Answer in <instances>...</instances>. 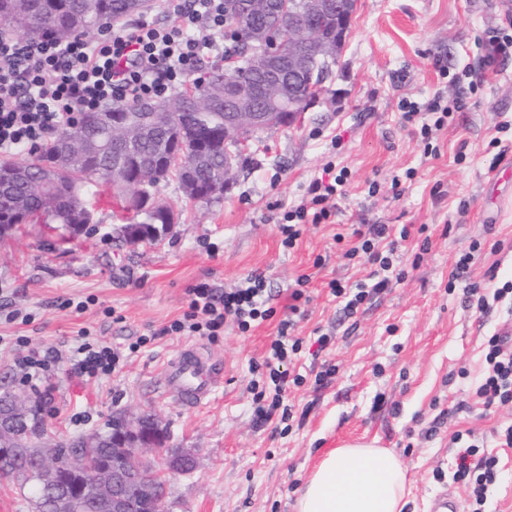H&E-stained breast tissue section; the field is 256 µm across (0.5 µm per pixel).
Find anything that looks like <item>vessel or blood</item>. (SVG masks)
<instances>
[{"mask_svg":"<svg viewBox=\"0 0 512 512\" xmlns=\"http://www.w3.org/2000/svg\"><path fill=\"white\" fill-rule=\"evenodd\" d=\"M224 369L211 362L195 346H186L169 362L165 393L184 407L195 409L208 403L223 380Z\"/></svg>","mask_w":512,"mask_h":512,"instance_id":"obj_1","label":"vessel or blood"}]
</instances>
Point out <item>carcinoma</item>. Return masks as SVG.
<instances>
[{"label": "carcinoma", "instance_id": "1", "mask_svg": "<svg viewBox=\"0 0 512 512\" xmlns=\"http://www.w3.org/2000/svg\"><path fill=\"white\" fill-rule=\"evenodd\" d=\"M241 0H224V32L230 37L242 35V48L260 42L268 31L288 33V19L282 11V0H266L264 12L248 13L239 8ZM16 0H0V26L11 31L29 35L28 27L34 25L57 33L60 40L84 35L90 30L104 27L109 22L130 13L128 0H25V13L16 18ZM336 62H326L317 57L311 61L303 77L282 75L281 98L286 100L300 94L317 95L313 88L320 85L331 73ZM224 80L250 89L254 93L255 105L260 112H277L273 101L264 93L268 73L261 69L259 60L253 57L239 60V66L229 74L217 70L207 72L195 79L192 87L172 97L174 118L167 128L153 127L137 143L129 146L112 142L106 130L95 120H80V127L71 124L60 130L78 138L76 148L87 153L83 168L63 169L57 176L53 193L46 192L41 184V163L50 160L51 151L45 144L33 152L32 158L21 163L23 177L6 179L0 183V223L36 224L56 223L75 236L93 218V205L108 188L113 200L122 209L129 210L130 201L136 194L132 184L112 175V166L118 161L128 163L136 159L152 161L161 168L163 181L174 177L181 188H186L190 172L185 166H194L201 182L224 176V92L215 83ZM103 112H126L141 122L150 124L149 113L143 103H111L101 108ZM189 121L194 126L193 138L179 139L178 126ZM175 223L174 212L168 215L143 213L138 223L124 229L121 238L129 242L136 235L145 236V241L154 242L158 236L152 234L161 224ZM44 434L37 410L28 413L19 430L16 445L0 458V483L28 486L31 489L33 512H51L52 499L81 482L91 487L94 469H106L112 461V430L98 432L89 440L63 443V452L80 448L89 461L84 477L69 472L61 476L58 488L50 489L30 479L38 470L40 449L31 441H40Z\"/></svg>", "mask_w": 512, "mask_h": 512}]
</instances>
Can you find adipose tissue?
Returning a JSON list of instances; mask_svg holds the SVG:
<instances>
[{"label": "adipose tissue", "mask_w": 512, "mask_h": 512, "mask_svg": "<svg viewBox=\"0 0 512 512\" xmlns=\"http://www.w3.org/2000/svg\"><path fill=\"white\" fill-rule=\"evenodd\" d=\"M408 469L392 451L370 446L330 450L301 492L297 512H401Z\"/></svg>", "instance_id": "1"}]
</instances>
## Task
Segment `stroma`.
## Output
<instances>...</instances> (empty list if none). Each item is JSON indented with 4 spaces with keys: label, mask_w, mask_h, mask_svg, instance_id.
<instances>
[{
    "label": "stroma",
    "mask_w": 512,
    "mask_h": 512,
    "mask_svg": "<svg viewBox=\"0 0 512 512\" xmlns=\"http://www.w3.org/2000/svg\"><path fill=\"white\" fill-rule=\"evenodd\" d=\"M494 29L512 35L499 0H358L318 100L295 125L249 141L222 196L195 201L177 180L159 185L179 216L160 240L120 242L125 214L107 195L76 239L58 224L16 225L0 237V304L29 321L0 323V389L36 403L53 443L88 438L116 415L155 414L170 445L195 457L192 471L170 479L164 512H295L321 458L346 444L390 448L403 460L404 512H429L444 491L470 512L468 490L452 479V436L471 430L489 439L512 425V405L488 407L476 395L487 339L512 337V302H491L481 314L463 294L470 281L491 290L512 280V196L491 203L488 186L494 166L512 163V61L483 65ZM437 95L450 110L430 154L401 105ZM461 96L463 110L455 106ZM329 163L349 173L332 223L305 225L295 248L284 249L277 224L285 208L305 200ZM360 224L410 236L388 288L347 318L327 284L371 274L344 256ZM466 253L469 281H451ZM251 274L265 276L276 294L272 317L251 332L163 334L187 311L189 288L206 282L221 291ZM302 279L306 317L293 330L301 348L286 370L306 380L288 386L293 417L275 427L256 413L264 360ZM82 330L88 341L123 348L142 335L148 341L98 382L60 370L38 388L25 385L15 363L19 338L64 350ZM322 335L331 338L323 350ZM187 345L224 366L215 398L194 410L164 393L165 365ZM324 362L335 372L318 385L309 373Z\"/></svg>",
    "instance_id": "1"
}]
</instances>
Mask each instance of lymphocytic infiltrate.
I'll return each mask as SVG.
<instances>
[{
	"instance_id": "obj_1",
	"label": "lymphocytic infiltrate",
	"mask_w": 512,
	"mask_h": 512,
	"mask_svg": "<svg viewBox=\"0 0 512 512\" xmlns=\"http://www.w3.org/2000/svg\"><path fill=\"white\" fill-rule=\"evenodd\" d=\"M172 12L178 15V24L168 23ZM201 29L210 31V39L196 38ZM223 56L224 0H159L150 16L110 24L96 39L59 42L0 36V154L12 156L35 149L80 114L106 104L162 96L176 87L181 76ZM347 178V170L330 166L310 181L306 190L309 203L289 207L283 215L279 225L283 247L295 246L303 225L329 223L331 203ZM353 235L355 243L346 250V258H361L373 265L374 271L372 283L357 284L352 292L338 280L329 282L330 294L344 299L343 310L349 315L386 288L389 272L400 262L399 244L391 239L387 225L370 224L354 229ZM272 299L265 278L256 274L224 293L201 282L188 290L187 312L162 332L211 336L230 322L246 333L272 316ZM292 326L291 318L281 320L269 346L265 365L274 394L262 411L268 421L282 405L286 379L281 367L299 349V339L289 334ZM139 348L135 342L127 351L134 353ZM124 352L105 341H84L65 351L53 346L32 347L16 362L30 386L42 382L48 371L64 362L72 374L96 382L115 371ZM485 362L477 396L488 406L512 404V342L504 336H491ZM452 441L457 445L453 478L468 487L472 512H484L487 492L500 475V460L486 452L475 435L458 433Z\"/></svg>"
}]
</instances>
